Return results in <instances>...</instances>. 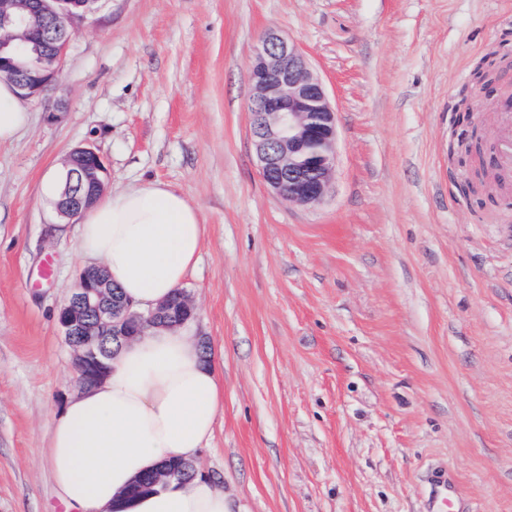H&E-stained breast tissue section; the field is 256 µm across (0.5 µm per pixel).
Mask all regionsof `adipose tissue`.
Returning <instances> with one entry per match:
<instances>
[{
    "label": "adipose tissue",
    "instance_id": "adipose-tissue-1",
    "mask_svg": "<svg viewBox=\"0 0 512 512\" xmlns=\"http://www.w3.org/2000/svg\"><path fill=\"white\" fill-rule=\"evenodd\" d=\"M29 119L13 85L0 80V142ZM205 234L197 208L150 183L101 196L84 215L79 248L135 308L149 309L174 295ZM223 403L221 378L190 336L150 330L58 412L45 452L58 500L67 512H231L223 491L199 476L132 491L165 464L192 460L212 438Z\"/></svg>",
    "mask_w": 512,
    "mask_h": 512
}]
</instances>
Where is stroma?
Segmentation results:
<instances>
[{
	"instance_id": "35a3bbf8",
	"label": "stroma",
	"mask_w": 512,
	"mask_h": 512,
	"mask_svg": "<svg viewBox=\"0 0 512 512\" xmlns=\"http://www.w3.org/2000/svg\"><path fill=\"white\" fill-rule=\"evenodd\" d=\"M336 110L317 204L261 180L249 73L266 31ZM512 0H102L0 143V512H65L45 450L78 391L56 311L82 268L42 180L89 144L106 190L159 181L207 226L182 283L224 380L193 462L233 512H424L436 477L512 512V216L448 159Z\"/></svg>"
}]
</instances>
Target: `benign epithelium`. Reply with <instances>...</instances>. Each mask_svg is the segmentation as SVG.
I'll return each instance as SVG.
<instances>
[{
    "instance_id": "obj_1",
    "label": "benign epithelium",
    "mask_w": 512,
    "mask_h": 512,
    "mask_svg": "<svg viewBox=\"0 0 512 512\" xmlns=\"http://www.w3.org/2000/svg\"><path fill=\"white\" fill-rule=\"evenodd\" d=\"M101 0H0V79L12 81L28 101L57 82L69 30L97 10ZM251 137L258 172L283 200L320 202L336 164V110L320 77L298 49L272 30L261 38L249 74ZM106 167L91 146L74 148L66 161L58 213L83 217L104 188ZM195 305L180 290L155 309L137 311L120 297L103 270L80 271L70 296L58 308V323L83 386L110 369L102 328L110 329L112 353L153 327H180Z\"/></svg>"
}]
</instances>
